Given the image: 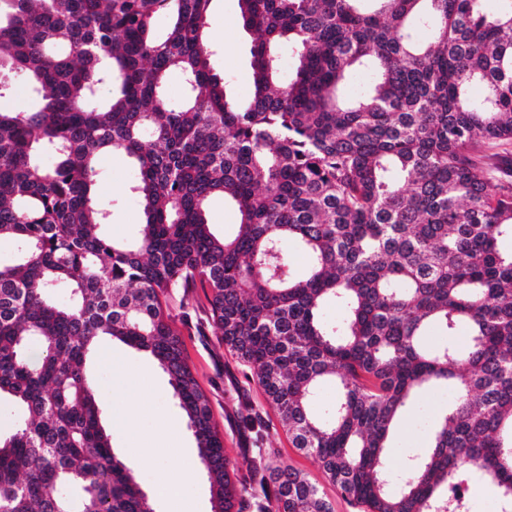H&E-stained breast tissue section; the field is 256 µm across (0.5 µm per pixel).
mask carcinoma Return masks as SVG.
I'll return each mask as SVG.
<instances>
[{"label": "carcinoma", "mask_w": 512, "mask_h": 512, "mask_svg": "<svg viewBox=\"0 0 512 512\" xmlns=\"http://www.w3.org/2000/svg\"><path fill=\"white\" fill-rule=\"evenodd\" d=\"M238 2L254 35L245 103L211 67L213 0H0V98L22 77L41 102L0 109V243H20L0 264V400L18 407L0 435V512H155L101 425L88 361L105 337L168 375L211 512H333L305 473L273 464L247 400L255 447L225 454L172 314L195 288L294 446L361 512H467L451 495L467 479L512 512V180L478 161L512 143V0L495 14L482 0ZM356 67L373 81L350 97ZM109 151L135 169L131 243L103 230L94 187ZM215 195L240 216L221 237L205 217ZM286 243L307 254L305 275ZM329 304L342 322L323 318ZM431 327L447 340L426 344ZM328 382L340 390L327 421L314 403ZM443 385L456 397L392 491L391 430Z\"/></svg>", "instance_id": "1"}]
</instances>
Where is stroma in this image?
Listing matches in <instances>:
<instances>
[{
    "instance_id": "1",
    "label": "stroma",
    "mask_w": 512,
    "mask_h": 512,
    "mask_svg": "<svg viewBox=\"0 0 512 512\" xmlns=\"http://www.w3.org/2000/svg\"><path fill=\"white\" fill-rule=\"evenodd\" d=\"M207 36L217 47L213 67L223 77L228 95L241 102L248 100L253 90L250 67L253 36L240 23L238 0H214ZM98 167L96 193L111 212L105 231L114 239L133 241L142 221L140 202L128 191L135 176L133 164L126 154L111 152L100 157ZM176 325L182 333L188 363L210 399L214 418L224 436V448L230 457L240 458L250 440L236 415L239 398H247L260 407L267 421H275V413L257 384H245L241 366L216 336L202 303L189 299L186 307L178 310ZM126 371L141 373L145 385L123 386L122 374ZM89 372L98 382L101 395L122 389L134 404L133 414L125 417L103 412L101 423L110 436L113 452L123 458L139 487L151 497L156 512H210L208 486L196 443L175 403L169 378L154 358L118 341L105 343L98 355L92 356ZM453 399L452 389L435 387L407 406L387 450L393 485H402L410 459L428 452L434 424ZM131 442L141 448L164 447L160 466L127 456L125 447ZM268 445L276 450L275 463L307 474L323 490L334 512H356L328 483L313 459L294 448L286 433L273 430ZM163 470L184 479L175 498L155 491Z\"/></svg>"
}]
</instances>
